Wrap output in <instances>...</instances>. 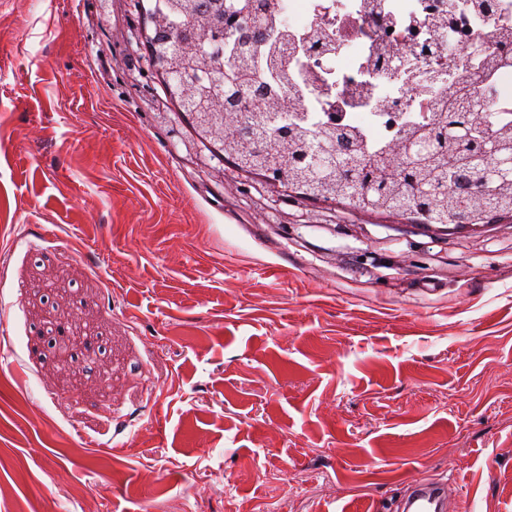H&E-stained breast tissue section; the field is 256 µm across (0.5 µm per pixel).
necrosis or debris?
Here are the masks:
<instances>
[{
    "mask_svg": "<svg viewBox=\"0 0 512 512\" xmlns=\"http://www.w3.org/2000/svg\"><path fill=\"white\" fill-rule=\"evenodd\" d=\"M444 0H380V21L369 19L363 0H281L282 17L296 35L311 27H329L336 39L330 56L303 57L296 74H310L302 85L301 107L319 122H334L362 130L372 141H394L391 116L417 112L419 82L443 74L445 83L466 79L474 54L491 61L497 55L495 32L512 26V0H495L491 13L479 15L460 6L447 26L432 30L420 24L428 6ZM428 43L432 52L420 53ZM389 46L398 63L375 66L373 45Z\"/></svg>",
    "mask_w": 512,
    "mask_h": 512,
    "instance_id": "1",
    "label": "necrosis or debris"
}]
</instances>
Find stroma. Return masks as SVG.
<instances>
[{"label":"stroma","mask_w":512,"mask_h":512,"mask_svg":"<svg viewBox=\"0 0 512 512\" xmlns=\"http://www.w3.org/2000/svg\"><path fill=\"white\" fill-rule=\"evenodd\" d=\"M140 27L0 0V512H391L422 478L512 512V220L237 172Z\"/></svg>","instance_id":"35a3bbf8"}]
</instances>
